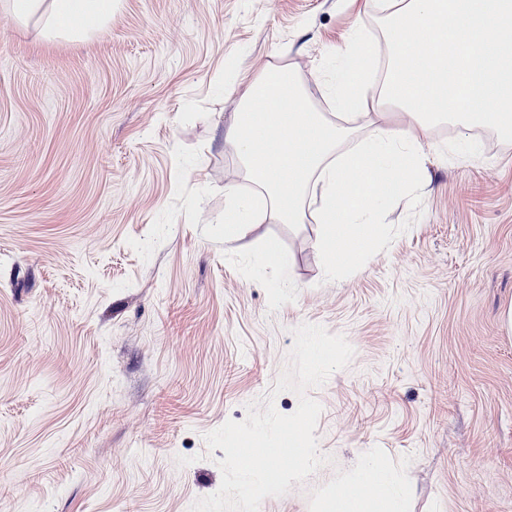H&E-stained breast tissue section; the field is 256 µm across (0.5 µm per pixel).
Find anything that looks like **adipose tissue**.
Returning <instances> with one entry per match:
<instances>
[{"label": "adipose tissue", "mask_w": 512, "mask_h": 512, "mask_svg": "<svg viewBox=\"0 0 512 512\" xmlns=\"http://www.w3.org/2000/svg\"><path fill=\"white\" fill-rule=\"evenodd\" d=\"M49 35L88 29L112 0H8ZM380 37L354 28L328 82L334 117L317 112L301 79L271 64L249 80L226 137L248 192L224 190V236L266 221L313 217L314 249L330 271L347 269V246L377 238L381 206L421 188L426 140L437 126L455 149L481 155L475 131L512 139V0H374ZM398 112L403 120L391 124ZM357 490L322 512H402L393 475L372 461Z\"/></svg>", "instance_id": "adipose-tissue-1"}]
</instances>
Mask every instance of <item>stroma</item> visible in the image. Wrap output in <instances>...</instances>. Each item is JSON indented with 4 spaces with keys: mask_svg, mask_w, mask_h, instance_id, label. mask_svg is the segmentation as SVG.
Wrapping results in <instances>:
<instances>
[{
    "mask_svg": "<svg viewBox=\"0 0 512 512\" xmlns=\"http://www.w3.org/2000/svg\"><path fill=\"white\" fill-rule=\"evenodd\" d=\"M367 0H112L50 38L0 10V512H190L207 433L272 397L302 324L354 349L307 394L328 456L259 512H318L364 462L404 512H512V141L428 138L420 198L337 276L318 226L224 237L225 134L270 63L321 111ZM280 244L284 266L263 254Z\"/></svg>",
    "mask_w": 512,
    "mask_h": 512,
    "instance_id": "stroma-1",
    "label": "stroma"
}]
</instances>
